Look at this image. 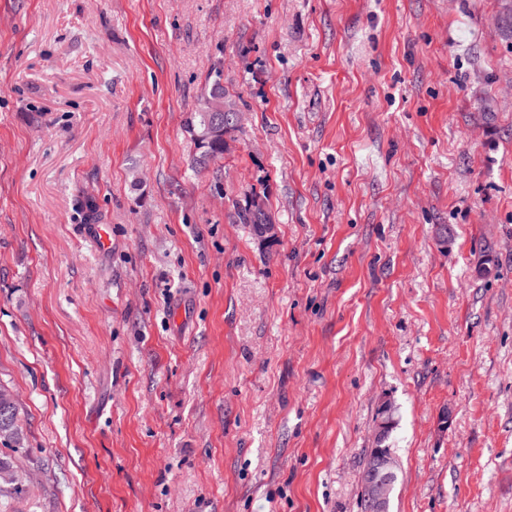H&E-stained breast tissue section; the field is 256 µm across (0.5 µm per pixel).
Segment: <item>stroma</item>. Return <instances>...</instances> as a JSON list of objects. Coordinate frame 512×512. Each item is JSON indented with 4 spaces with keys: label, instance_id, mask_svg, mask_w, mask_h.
<instances>
[{
    "label": "stroma",
    "instance_id": "stroma-1",
    "mask_svg": "<svg viewBox=\"0 0 512 512\" xmlns=\"http://www.w3.org/2000/svg\"><path fill=\"white\" fill-rule=\"evenodd\" d=\"M0 382V512H361L384 400L390 512H512V0H0ZM222 73L216 69L208 80L207 87L198 99L195 109L185 121V131L194 145V165H206L224 155L226 139L234 130L235 112L238 104L233 95L224 90ZM219 126L224 130L222 137H215L212 131ZM234 217L240 224H249L255 236H258V225L262 236L266 239H274L276 237V225L267 224L272 222L269 212L265 207H257L255 203L249 207L235 209ZM20 410V406L18 404L15 405L13 402L9 411V428H1L0 430L1 447L8 448L13 453H22L26 448ZM21 474L12 456H0V499L12 498L24 493V485L20 488L17 481Z\"/></svg>",
    "mask_w": 512,
    "mask_h": 512
}]
</instances>
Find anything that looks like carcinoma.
<instances>
[{"instance_id":"carcinoma-1","label":"carcinoma","mask_w":512,"mask_h":512,"mask_svg":"<svg viewBox=\"0 0 512 512\" xmlns=\"http://www.w3.org/2000/svg\"><path fill=\"white\" fill-rule=\"evenodd\" d=\"M237 111L236 99L224 90L221 70H215L198 99L197 106L185 121V131L195 149L192 156L193 164L205 165L224 156V136L234 130V117ZM234 217L239 223L250 225L255 234L258 233V225L272 222L265 208L253 204L243 209H235ZM9 414V428L0 430V445L14 453H21L25 450V437L20 406L11 405ZM20 475L21 471L13 458L1 455L0 499L24 493V488L18 484Z\"/></svg>"}]
</instances>
